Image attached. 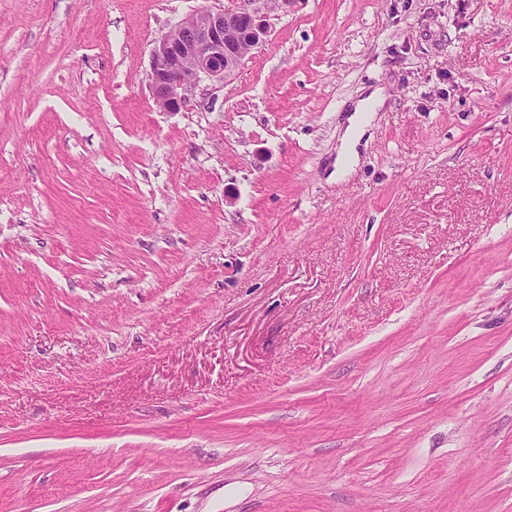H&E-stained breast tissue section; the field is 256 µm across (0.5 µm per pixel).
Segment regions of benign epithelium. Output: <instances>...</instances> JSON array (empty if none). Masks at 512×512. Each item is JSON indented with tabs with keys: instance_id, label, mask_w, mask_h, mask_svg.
Instances as JSON below:
<instances>
[{
	"instance_id": "7a95c632",
	"label": "benign epithelium",
	"mask_w": 512,
	"mask_h": 512,
	"mask_svg": "<svg viewBox=\"0 0 512 512\" xmlns=\"http://www.w3.org/2000/svg\"><path fill=\"white\" fill-rule=\"evenodd\" d=\"M288 8L293 0H228L219 10L194 12L155 41L149 82L156 104L178 112L203 83L221 84L243 63L244 47L260 48L269 27L261 5Z\"/></svg>"
}]
</instances>
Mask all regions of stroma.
<instances>
[{
  "label": "stroma",
  "mask_w": 512,
  "mask_h": 512,
  "mask_svg": "<svg viewBox=\"0 0 512 512\" xmlns=\"http://www.w3.org/2000/svg\"><path fill=\"white\" fill-rule=\"evenodd\" d=\"M224 4L0 0V512H512V0ZM294 0H228L223 9L194 12L155 41L149 82L156 104L178 112L201 83L221 84L267 40V8ZM250 48L244 53V47ZM386 102L384 89L375 88L365 98L357 101L348 117V125L336 159V179L343 173H352L358 161L357 147L365 136L368 120L363 112H379ZM346 166H343V162Z\"/></svg>",
  "instance_id": "stroma-1"
}]
</instances>
